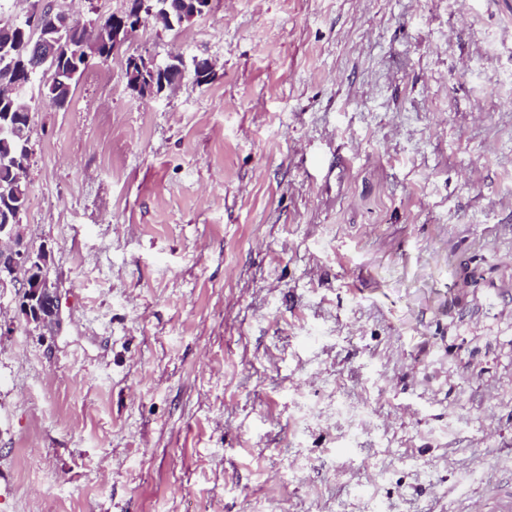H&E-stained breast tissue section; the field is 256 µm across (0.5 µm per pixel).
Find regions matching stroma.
<instances>
[{
	"mask_svg": "<svg viewBox=\"0 0 512 512\" xmlns=\"http://www.w3.org/2000/svg\"><path fill=\"white\" fill-rule=\"evenodd\" d=\"M143 50L217 77L137 98ZM32 126L0 512L512 502V0H211Z\"/></svg>",
	"mask_w": 512,
	"mask_h": 512,
	"instance_id": "35a3bbf8",
	"label": "stroma"
}]
</instances>
